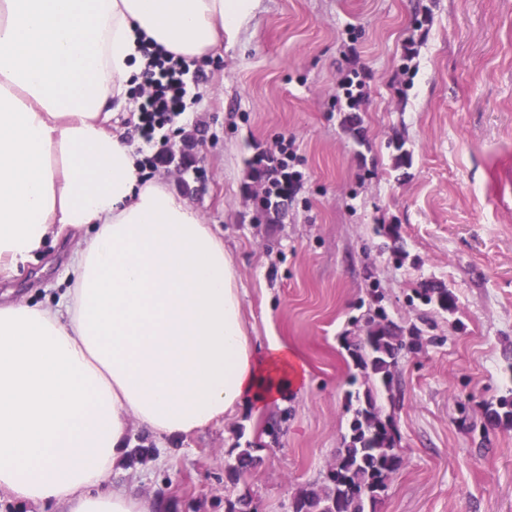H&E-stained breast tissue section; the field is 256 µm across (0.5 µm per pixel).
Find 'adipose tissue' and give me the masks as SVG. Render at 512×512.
Listing matches in <instances>:
<instances>
[{
	"label": "adipose tissue",
	"mask_w": 512,
	"mask_h": 512,
	"mask_svg": "<svg viewBox=\"0 0 512 512\" xmlns=\"http://www.w3.org/2000/svg\"><path fill=\"white\" fill-rule=\"evenodd\" d=\"M255 0H0V280L69 233L54 303L0 302V494L56 512H156L121 468L135 428L180 439L303 382L257 353L224 241L113 128L142 39L206 57Z\"/></svg>",
	"instance_id": "obj_1"
}]
</instances>
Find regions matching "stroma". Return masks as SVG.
<instances>
[{"label": "stroma", "instance_id": "stroma-1", "mask_svg": "<svg viewBox=\"0 0 512 512\" xmlns=\"http://www.w3.org/2000/svg\"><path fill=\"white\" fill-rule=\"evenodd\" d=\"M203 70L187 80L193 170L158 172L223 237L257 349L279 338L307 376L179 441L134 431L148 456L108 482L136 481L161 512H289L341 445L346 340L380 304L421 347L378 394L402 456L378 512H512V427L486 415L512 393V0H257ZM353 70L355 113L335 98ZM281 137L305 177L273 219L247 187ZM70 262L47 246L16 295L58 297ZM428 282L453 312L419 299ZM244 448L258 462L230 479Z\"/></svg>", "mask_w": 512, "mask_h": 512}]
</instances>
